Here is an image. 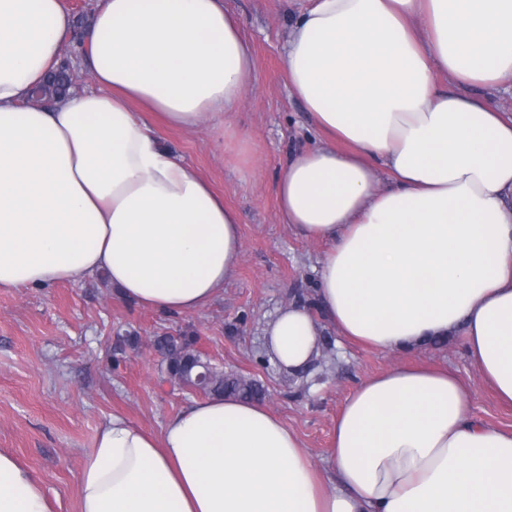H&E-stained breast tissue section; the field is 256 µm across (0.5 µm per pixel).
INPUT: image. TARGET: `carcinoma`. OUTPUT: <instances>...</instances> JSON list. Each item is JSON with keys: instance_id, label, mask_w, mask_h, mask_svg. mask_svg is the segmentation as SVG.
Listing matches in <instances>:
<instances>
[{"instance_id": "carcinoma-1", "label": "carcinoma", "mask_w": 512, "mask_h": 512, "mask_svg": "<svg viewBox=\"0 0 512 512\" xmlns=\"http://www.w3.org/2000/svg\"><path fill=\"white\" fill-rule=\"evenodd\" d=\"M154 348L162 355L169 380L181 386L192 385L205 396H234L258 400L265 393L264 386L255 379L224 375L215 370L210 372L204 382H196L201 360L197 351L192 349V341L185 336H157Z\"/></svg>"}]
</instances>
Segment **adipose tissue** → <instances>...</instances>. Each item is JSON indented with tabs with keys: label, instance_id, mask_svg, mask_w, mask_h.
<instances>
[{
	"label": "adipose tissue",
	"instance_id": "ef3b65f1",
	"mask_svg": "<svg viewBox=\"0 0 512 512\" xmlns=\"http://www.w3.org/2000/svg\"><path fill=\"white\" fill-rule=\"evenodd\" d=\"M72 37L64 0H0V288L102 272L120 299L195 312L234 274L241 219L152 121L230 136L254 70L241 25L224 0H101L93 88L31 105ZM284 68L322 143L289 155L278 213L326 250L316 309L265 330L272 360L307 368L327 324L390 352L459 331L512 404V115L461 92L512 78V0H311ZM331 460L327 478L258 401L191 402L157 435L115 414L79 512H512V430L476 420L446 368L362 380ZM0 512H51L2 452Z\"/></svg>",
	"mask_w": 512,
	"mask_h": 512
}]
</instances>
